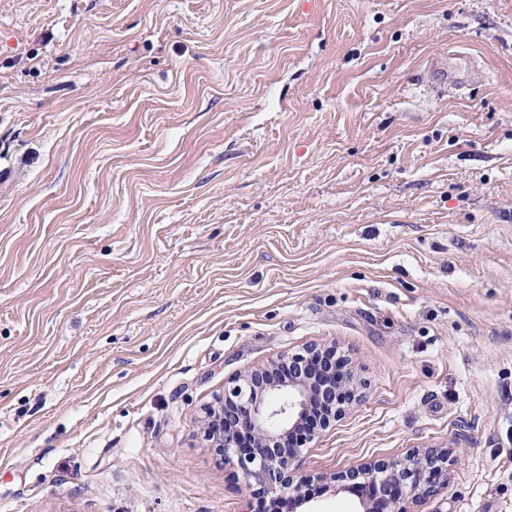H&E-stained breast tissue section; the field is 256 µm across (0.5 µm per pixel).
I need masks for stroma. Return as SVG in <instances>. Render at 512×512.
I'll list each match as a JSON object with an SVG mask.
<instances>
[{
	"mask_svg": "<svg viewBox=\"0 0 512 512\" xmlns=\"http://www.w3.org/2000/svg\"><path fill=\"white\" fill-rule=\"evenodd\" d=\"M312 341L294 512H512V0H0V512H270L204 409ZM455 452L452 447L412 448L403 457L363 462L325 480L356 488L363 512H407L399 505L402 497H431L436 480L458 460Z\"/></svg>",
	"mask_w": 512,
	"mask_h": 512,
	"instance_id": "obj_1",
	"label": "stroma"
}]
</instances>
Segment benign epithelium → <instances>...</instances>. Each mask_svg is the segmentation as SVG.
Returning <instances> with one entry per match:
<instances>
[{"label": "benign epithelium", "mask_w": 512, "mask_h": 512, "mask_svg": "<svg viewBox=\"0 0 512 512\" xmlns=\"http://www.w3.org/2000/svg\"><path fill=\"white\" fill-rule=\"evenodd\" d=\"M347 382L336 381V365ZM354 372L336 345L311 342L255 365L224 385L203 432L215 454L240 473L245 491L306 503L304 447L346 413ZM458 460L452 448H412L403 457L363 462L320 480L356 488L363 512H405L400 500L426 499Z\"/></svg>", "instance_id": "benign-epithelium-1"}]
</instances>
